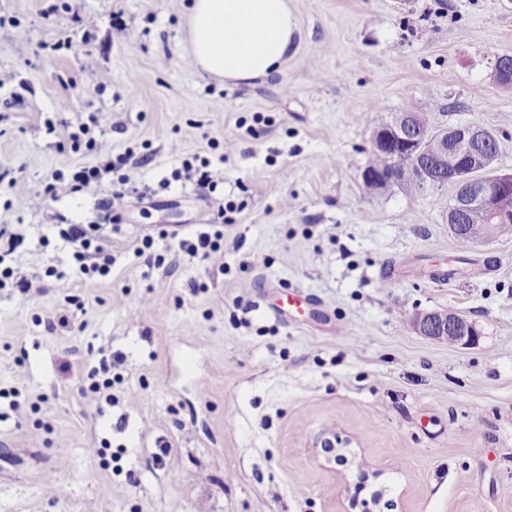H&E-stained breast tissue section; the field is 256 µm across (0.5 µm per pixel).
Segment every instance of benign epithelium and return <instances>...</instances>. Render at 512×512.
<instances>
[{
    "mask_svg": "<svg viewBox=\"0 0 512 512\" xmlns=\"http://www.w3.org/2000/svg\"><path fill=\"white\" fill-rule=\"evenodd\" d=\"M493 79L499 85L512 86V53L497 56ZM425 131L416 118L400 113L378 126L371 137V147L391 159V168L361 175L362 182L373 193H389L404 181L421 188H439L448 184L455 194L448 205V225L457 236L465 233L462 221L480 214L495 224L512 223V212L498 208L499 198L512 192V174H501L494 168L488 146L495 135L485 127L461 124L441 137L440 152L432 156L420 148ZM416 330L439 340L452 332L460 336V344L469 345L477 330L472 321L452 311L425 313L418 317Z\"/></svg>",
    "mask_w": 512,
    "mask_h": 512,
    "instance_id": "obj_1",
    "label": "benign epithelium"
}]
</instances>
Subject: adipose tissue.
<instances>
[{
    "label": "adipose tissue",
    "mask_w": 512,
    "mask_h": 512,
    "mask_svg": "<svg viewBox=\"0 0 512 512\" xmlns=\"http://www.w3.org/2000/svg\"><path fill=\"white\" fill-rule=\"evenodd\" d=\"M187 24L195 66L232 83L279 73L294 33L288 0H191Z\"/></svg>",
    "instance_id": "obj_1"
}]
</instances>
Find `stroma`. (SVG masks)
Segmentation results:
<instances>
[{
  "mask_svg": "<svg viewBox=\"0 0 512 512\" xmlns=\"http://www.w3.org/2000/svg\"><path fill=\"white\" fill-rule=\"evenodd\" d=\"M189 2L0 0V173L28 185L0 182V226L37 289L0 290V512H512V237L459 250L453 187L360 179L408 99L437 128L493 130L512 173V89L492 80L512 0H288L281 72L235 85L191 63ZM62 121L130 152L105 176L135 189L119 223L99 222L103 189L45 196L98 162L58 143ZM196 156L223 161L215 192L175 180ZM69 224L100 225L108 276L77 277ZM218 224L220 272L156 237ZM442 310L475 322L473 345L411 327ZM116 352L112 402H89L64 365Z\"/></svg>",
  "mask_w": 512,
  "mask_h": 512,
  "instance_id": "obj_1",
  "label": "stroma"
}]
</instances>
